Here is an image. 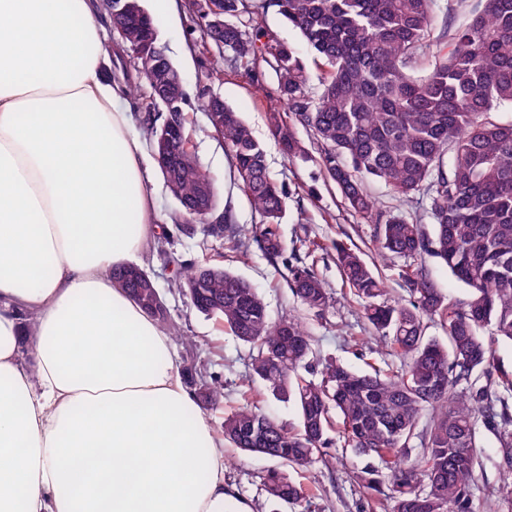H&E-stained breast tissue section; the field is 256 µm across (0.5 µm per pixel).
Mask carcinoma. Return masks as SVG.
I'll use <instances>...</instances> for the list:
<instances>
[{"label":"carcinoma","instance_id":"cac0c4a2","mask_svg":"<svg viewBox=\"0 0 512 512\" xmlns=\"http://www.w3.org/2000/svg\"><path fill=\"white\" fill-rule=\"evenodd\" d=\"M456 2L443 11L439 0H273L321 70L315 88L306 61L291 45L258 24L245 30L233 21L247 10L245 0H224L222 32L209 14H201L203 35L224 47L256 87H262L256 62L274 60L288 111L269 114V122L287 157L304 154L295 132L299 123L313 132L345 203L378 224L382 255L428 254L470 292L466 304H454L423 265L408 264L400 277L411 300L389 302L362 254L334 242L346 287L401 365L370 363L354 370L329 361L319 369L309 362L303 323L295 317L271 322L256 288L222 264L187 260L173 280L197 311L257 350L254 374L274 396L292 397L298 407L297 425L287 428L243 392L242 403L224 417V440L295 470L318 459L341 462L350 450L366 460L357 479L367 499L389 503V512H471L481 422L500 428L502 463L509 471L498 507L488 512H512V372L494 358L495 344H512V121L496 118L501 108L512 107V0H476L464 17L460 8L467 0ZM440 18L443 31L435 36ZM161 60L146 48L134 56V67L142 74ZM203 107L232 155L239 188L265 220L257 235L261 249L271 259L283 257L277 226L288 189L270 175L264 148L238 112L208 100ZM156 111L153 101L144 107L142 127L152 148L158 147ZM179 127L169 167L161 171L180 204L173 232L195 220L205 232L226 237L228 249L236 251L242 246L238 232L226 236L224 225L205 223L212 214L189 211L204 189L217 203V190L201 170L183 112ZM369 179L384 182L402 201L425 198L433 236L412 218L379 211L365 190ZM289 271L301 304L322 313L330 302L324 282L306 266L292 264ZM110 276L161 330L169 329L168 309L147 287L145 272L120 266ZM426 317L438 321L445 339L426 335ZM487 327L489 336L483 335ZM188 382L198 402L223 403L220 381L190 373ZM460 384L465 390L457 393ZM417 434L423 448L414 457L410 442ZM336 436L344 440L337 456L330 453ZM261 482L277 507L306 497L284 470L267 471Z\"/></svg>","mask_w":512,"mask_h":512}]
</instances>
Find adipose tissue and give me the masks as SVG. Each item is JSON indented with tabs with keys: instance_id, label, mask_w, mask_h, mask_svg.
Instances as JSON below:
<instances>
[{
	"instance_id": "ef3b65f1",
	"label": "adipose tissue",
	"mask_w": 512,
	"mask_h": 512,
	"mask_svg": "<svg viewBox=\"0 0 512 512\" xmlns=\"http://www.w3.org/2000/svg\"><path fill=\"white\" fill-rule=\"evenodd\" d=\"M98 0H0V512H251L143 264L154 173Z\"/></svg>"
}]
</instances>
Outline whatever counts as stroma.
Here are the masks:
<instances>
[{
    "instance_id": "35a3bbf8",
    "label": "stroma",
    "mask_w": 512,
    "mask_h": 512,
    "mask_svg": "<svg viewBox=\"0 0 512 512\" xmlns=\"http://www.w3.org/2000/svg\"><path fill=\"white\" fill-rule=\"evenodd\" d=\"M196 2L178 0L176 14L158 20V39L183 80L186 93L183 110L196 131L194 141L199 163L219 190V211L228 213L232 225L243 229V250L229 252L222 239L200 231L170 239L160 237L143 268L154 279L169 309L173 324L169 336L181 368L218 378L224 384L223 405L202 409L210 427L217 431L225 411L238 404L241 385L253 380L252 351L249 345L224 333L215 319L196 311L186 297L172 289L178 260L221 262L258 289L271 320L295 316L306 323L315 360L337 359L356 370L365 369L367 363L388 359L389 352L382 338L364 322L360 301L344 288L336 253L331 248L333 241L338 239L357 247L367 260L375 262L389 300L406 301L410 295L398 276L405 258L378 256L375 225L353 213L336 186L328 181L313 133L296 126L304 156L290 159L282 153L268 120L270 113L285 110L277 93L272 61L260 64L264 75V87L260 90L243 73L234 70L229 61H218L216 48L202 39ZM246 5L241 23L258 17L301 56H308L309 50L300 34L288 25L276 6L268 0H246ZM211 94L220 95L241 113L254 137L264 146L272 174L286 184L290 198L278 232L289 251L299 254L304 266L312 268L325 282L331 301L322 315H314L304 308L292 291L286 264L265 256L253 237V230L262 226L263 218L239 189L231 156L211 131L202 108L204 97ZM365 188L379 208L417 219L425 233H432L433 219L424 202L398 201L383 182L376 180L366 181ZM313 242L318 245L314 251L309 248ZM189 338L194 341L190 347L185 344ZM479 441L482 456L474 472L472 512H487L495 503L504 472L497 465L500 448L497 433L480 429ZM273 465V460L262 456L244 454L230 447L224 450V478L236 497L250 505L252 512H270L260 476ZM361 466V460L351 455L342 466L318 461L294 472V480L304 485L308 496L301 503L282 506L281 512H365V492L356 478Z\"/></svg>"
}]
</instances>
